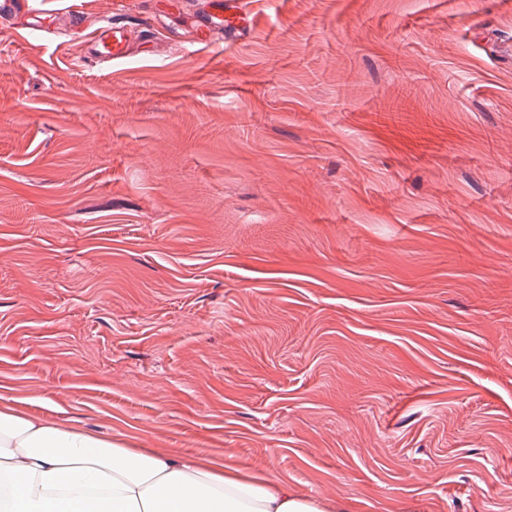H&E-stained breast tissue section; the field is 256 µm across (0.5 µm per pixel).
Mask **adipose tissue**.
Returning a JSON list of instances; mask_svg holds the SVG:
<instances>
[{
	"instance_id": "ef3b65f1",
	"label": "adipose tissue",
	"mask_w": 512,
	"mask_h": 512,
	"mask_svg": "<svg viewBox=\"0 0 512 512\" xmlns=\"http://www.w3.org/2000/svg\"><path fill=\"white\" fill-rule=\"evenodd\" d=\"M0 512H321L287 485L0 409Z\"/></svg>"
}]
</instances>
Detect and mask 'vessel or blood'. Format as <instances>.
Segmentation results:
<instances>
[{
	"label": "vessel or blood",
	"instance_id": "b4317fda",
	"mask_svg": "<svg viewBox=\"0 0 512 512\" xmlns=\"http://www.w3.org/2000/svg\"><path fill=\"white\" fill-rule=\"evenodd\" d=\"M68 16L82 31L89 64L120 63L130 56L131 36L129 29L117 19L96 22L86 26L76 7H66L64 13L49 12L36 7L34 0H0V19L13 22L17 37L26 39L35 33L52 34L60 16ZM251 20L244 0H204L195 42L208 44L215 30L225 31L228 40L241 38L249 29Z\"/></svg>",
	"mask_w": 512,
	"mask_h": 512
}]
</instances>
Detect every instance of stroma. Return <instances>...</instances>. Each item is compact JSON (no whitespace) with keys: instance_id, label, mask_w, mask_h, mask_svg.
<instances>
[{"instance_id":"1","label":"stroma","mask_w":512,"mask_h":512,"mask_svg":"<svg viewBox=\"0 0 512 512\" xmlns=\"http://www.w3.org/2000/svg\"><path fill=\"white\" fill-rule=\"evenodd\" d=\"M123 0L0 24V407L287 484L512 512V0ZM37 2L32 0H1L0 1V19L5 21H12L19 17L29 19L31 17H40L44 24L42 29L36 28L29 24L27 21L23 23H14V33L21 39L32 37L36 31L43 35H50L53 33L57 21L61 15L68 16L72 23L73 30H80L84 33L86 52L85 58L87 63L102 64V63H120L130 57L131 51V36L130 30L120 21L108 19L103 22L97 21L96 24L90 28L82 22L81 12L70 5L61 12H47L42 8L35 6ZM202 12L196 28L194 42L206 45L211 41L213 30L224 29L228 41L241 38L249 29V18L243 0H202Z\"/></svg>"}]
</instances>
